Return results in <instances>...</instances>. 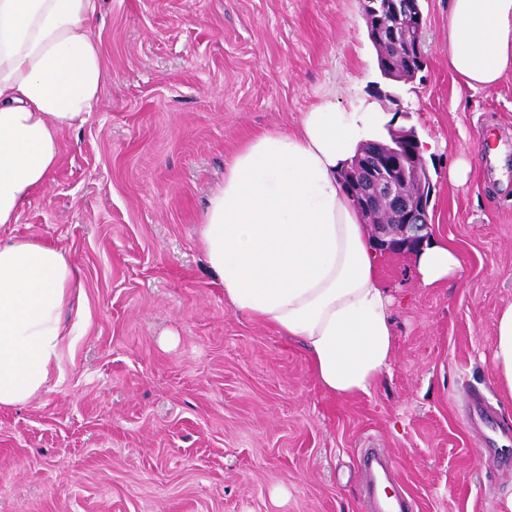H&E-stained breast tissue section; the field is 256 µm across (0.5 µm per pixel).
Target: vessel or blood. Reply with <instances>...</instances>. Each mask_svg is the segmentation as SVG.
<instances>
[{"instance_id":"obj_1","label":"vessel or blood","mask_w":512,"mask_h":512,"mask_svg":"<svg viewBox=\"0 0 512 512\" xmlns=\"http://www.w3.org/2000/svg\"><path fill=\"white\" fill-rule=\"evenodd\" d=\"M465 423L480 439L479 454L497 472L512 470V448L503 444L512 438V426L502 423L498 413L476 389L465 393ZM364 512H413L414 499L400 488L398 466L384 449L363 448L358 452Z\"/></svg>"}]
</instances>
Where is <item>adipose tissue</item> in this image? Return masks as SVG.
Instances as JSON below:
<instances>
[{
    "label": "adipose tissue",
    "instance_id": "ef3b65f1",
    "mask_svg": "<svg viewBox=\"0 0 512 512\" xmlns=\"http://www.w3.org/2000/svg\"><path fill=\"white\" fill-rule=\"evenodd\" d=\"M99 9V0H0V225L17 223L59 165L63 134L102 98ZM448 70L472 94L512 73V0H449ZM379 120L375 107L346 112L325 98L295 131L255 135L226 166L199 228L206 266L235 310L300 341L320 388L339 399L369 394L394 361L392 298L338 178ZM460 266L445 243L418 258L426 287ZM78 283L64 250L0 241V407L48 385ZM492 368L512 398V303L497 319Z\"/></svg>",
    "mask_w": 512,
    "mask_h": 512
}]
</instances>
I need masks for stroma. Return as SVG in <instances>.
Here are the masks:
<instances>
[{"instance_id":"1","label":"stroma","mask_w":512,"mask_h":512,"mask_svg":"<svg viewBox=\"0 0 512 512\" xmlns=\"http://www.w3.org/2000/svg\"><path fill=\"white\" fill-rule=\"evenodd\" d=\"M426 64L384 79L361 0H101L109 80L63 136L48 183L0 239L67 251L80 294L46 389L0 407V512H363L356 451L395 459L414 512H503L461 391L512 419L492 372L512 303V73L458 97L448 0H422ZM378 104L379 133L415 128L434 239L458 274L423 287L385 252L395 361L370 394L332 399L297 341L238 314L207 270L198 224L234 152L291 131L321 96ZM500 139L501 172L479 145ZM470 161L468 180L448 169Z\"/></svg>"}]
</instances>
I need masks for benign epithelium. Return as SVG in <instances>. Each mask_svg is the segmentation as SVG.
Listing matches in <instances>:
<instances>
[{
	"label": "benign epithelium",
	"mask_w": 512,
	"mask_h": 512,
	"mask_svg": "<svg viewBox=\"0 0 512 512\" xmlns=\"http://www.w3.org/2000/svg\"><path fill=\"white\" fill-rule=\"evenodd\" d=\"M371 39L379 50L381 75L394 82L412 79L423 67L420 0H392L404 19L385 29L381 0H362ZM347 196L382 251L419 252L432 236L428 219L432 179L413 129L390 130V142L362 146L339 173Z\"/></svg>",
	"instance_id": "1"
}]
</instances>
